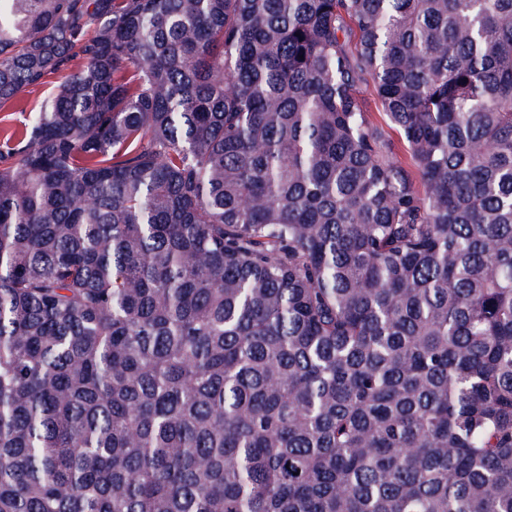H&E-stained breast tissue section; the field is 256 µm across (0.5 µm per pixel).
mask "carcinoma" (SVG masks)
Returning <instances> with one entry per match:
<instances>
[{
    "mask_svg": "<svg viewBox=\"0 0 512 512\" xmlns=\"http://www.w3.org/2000/svg\"><path fill=\"white\" fill-rule=\"evenodd\" d=\"M74 62L0 136V512H512V0H0V105Z\"/></svg>",
    "mask_w": 512,
    "mask_h": 512,
    "instance_id": "1",
    "label": "carcinoma"
}]
</instances>
